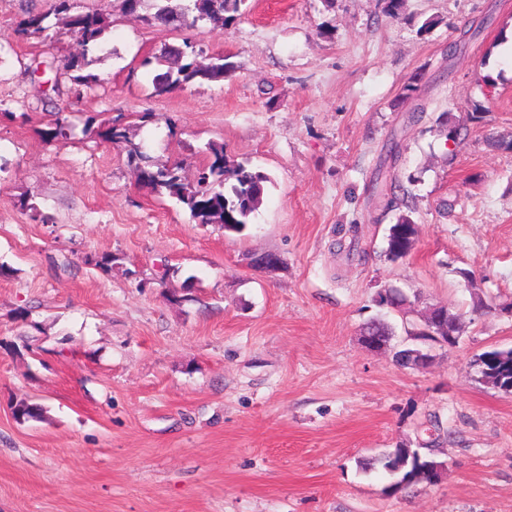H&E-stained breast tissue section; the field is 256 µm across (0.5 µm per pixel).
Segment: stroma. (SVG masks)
I'll return each instance as SVG.
<instances>
[{"label": "stroma", "mask_w": 512, "mask_h": 512, "mask_svg": "<svg viewBox=\"0 0 512 512\" xmlns=\"http://www.w3.org/2000/svg\"><path fill=\"white\" fill-rule=\"evenodd\" d=\"M80 4L112 18L108 50L93 55V93L55 99L74 135L47 143L51 68L81 46L63 30L18 38L25 10L52 0H0V104L16 114L0 118V264L13 270L0 277V512H512V394L473 364L512 347V0H403L396 18L378 0H246L231 26L181 32L118 0ZM467 23L479 36L449 54ZM185 39L231 70L153 97L141 59ZM478 104L448 149L437 118ZM120 111L154 113L137 141L188 179L212 141L266 173L246 228L193 223L138 186L123 144L82 133ZM386 178L416 196L417 235L395 262ZM267 252L272 273L251 265ZM106 254L108 271L93 264ZM385 288L412 299L389 313L396 326L436 304L461 313L459 345L420 371L367 351L359 332ZM477 295L490 309L472 312ZM22 398L44 418L17 421ZM432 415L448 430L441 482L388 495L362 462L417 443Z\"/></svg>", "instance_id": "1"}]
</instances>
